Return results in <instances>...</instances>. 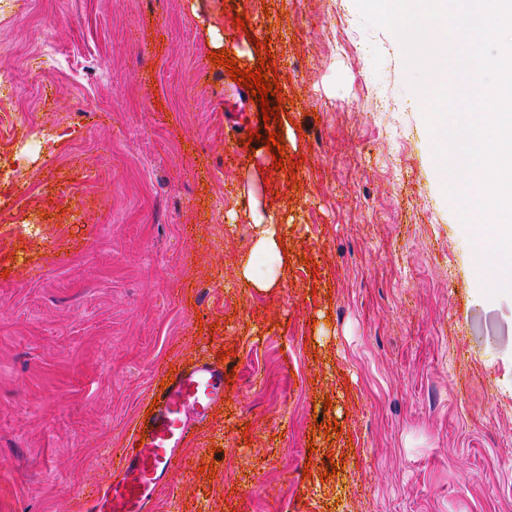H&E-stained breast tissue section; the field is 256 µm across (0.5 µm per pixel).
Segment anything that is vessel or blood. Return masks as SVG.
Masks as SVG:
<instances>
[{
	"instance_id": "vessel-or-blood-1",
	"label": "vessel or blood",
	"mask_w": 512,
	"mask_h": 512,
	"mask_svg": "<svg viewBox=\"0 0 512 512\" xmlns=\"http://www.w3.org/2000/svg\"><path fill=\"white\" fill-rule=\"evenodd\" d=\"M224 398V372L202 363L176 375L131 436L108 483L83 512H153L155 495L180 461L189 429Z\"/></svg>"
}]
</instances>
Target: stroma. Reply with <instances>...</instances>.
<instances>
[{
    "label": "stroma",
    "mask_w": 512,
    "mask_h": 512,
    "mask_svg": "<svg viewBox=\"0 0 512 512\" xmlns=\"http://www.w3.org/2000/svg\"><path fill=\"white\" fill-rule=\"evenodd\" d=\"M265 38L270 123L211 59ZM431 150L354 0H0V512H79L200 360L224 400L155 512H512V296ZM254 224L259 227V233L251 252L244 256L239 262V276L247 284H253L258 288L272 286L271 275L257 277L255 263L257 258H266L272 263H280V229L277 220L273 216L256 214Z\"/></svg>",
    "instance_id": "1"
}]
</instances>
